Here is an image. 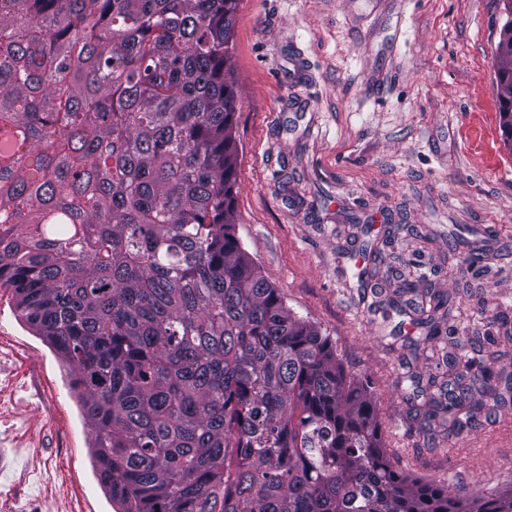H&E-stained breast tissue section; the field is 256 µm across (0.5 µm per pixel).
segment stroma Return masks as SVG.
<instances>
[{
    "mask_svg": "<svg viewBox=\"0 0 512 512\" xmlns=\"http://www.w3.org/2000/svg\"><path fill=\"white\" fill-rule=\"evenodd\" d=\"M505 19L503 0H239L227 74L244 248L368 383L395 469L487 495L512 491ZM429 290L450 305L424 318ZM489 356L498 400L425 420L450 358ZM70 380L1 291L0 420L34 456L25 496L114 512Z\"/></svg>",
    "mask_w": 512,
    "mask_h": 512,
    "instance_id": "1",
    "label": "stroma"
}]
</instances>
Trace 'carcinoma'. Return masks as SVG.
<instances>
[{"label": "carcinoma", "mask_w": 512, "mask_h": 512, "mask_svg": "<svg viewBox=\"0 0 512 512\" xmlns=\"http://www.w3.org/2000/svg\"><path fill=\"white\" fill-rule=\"evenodd\" d=\"M239 0H0V289L116 512H512L397 473L374 396L236 232ZM448 385L497 398L494 364Z\"/></svg>", "instance_id": "carcinoma-1"}]
</instances>
